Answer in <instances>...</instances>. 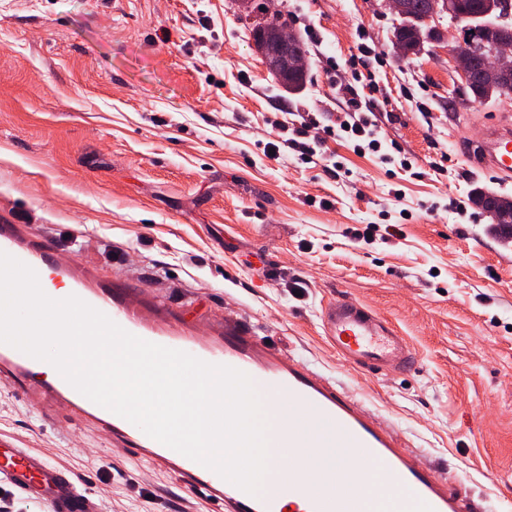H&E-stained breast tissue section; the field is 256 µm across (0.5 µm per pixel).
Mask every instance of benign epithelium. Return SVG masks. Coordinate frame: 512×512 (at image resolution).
I'll return each mask as SVG.
<instances>
[{
  "label": "benign epithelium",
  "instance_id": "7a95c632",
  "mask_svg": "<svg viewBox=\"0 0 512 512\" xmlns=\"http://www.w3.org/2000/svg\"><path fill=\"white\" fill-rule=\"evenodd\" d=\"M443 13L453 15L458 19L449 0H433L430 11L423 17V25L414 29L416 47L412 51L405 48L404 41L399 36L393 37V52L399 58L414 59L425 53L424 44L431 41L435 29L432 23ZM259 22L263 25L273 24L272 37L261 34L253 42V48L262 59L264 67L276 81L283 87L288 86V76L292 73L306 69L305 53L295 49L298 35L273 11L262 13ZM455 72L460 78L457 88L460 90H474L476 65L497 76L512 77V39L501 35L495 30L483 40L476 42L472 39H463L453 49L450 55Z\"/></svg>",
  "mask_w": 512,
  "mask_h": 512
}]
</instances>
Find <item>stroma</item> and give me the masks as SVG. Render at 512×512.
<instances>
[{
  "mask_svg": "<svg viewBox=\"0 0 512 512\" xmlns=\"http://www.w3.org/2000/svg\"><path fill=\"white\" fill-rule=\"evenodd\" d=\"M302 38L309 78L282 91L231 0H0V225L55 244L54 262L139 290L179 327L225 317L335 381L484 512H512V236L471 202L512 181L465 157L512 101L454 93L434 57L397 60L385 0H257ZM380 61L358 64L360 47ZM378 90H371L370 80ZM378 149L324 136L352 97ZM323 137L306 162L281 113ZM79 247H72V239ZM361 302L414 349V368L348 364L323 307ZM0 435L45 453L114 512H217L96 426L42 417L0 389Z\"/></svg>",
  "mask_w": 512,
  "mask_h": 512,
  "instance_id": "1",
  "label": "stroma"
}]
</instances>
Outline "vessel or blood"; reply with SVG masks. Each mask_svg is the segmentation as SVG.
<instances>
[{"instance_id": "1", "label": "vessel or blood", "mask_w": 512, "mask_h": 512, "mask_svg": "<svg viewBox=\"0 0 512 512\" xmlns=\"http://www.w3.org/2000/svg\"><path fill=\"white\" fill-rule=\"evenodd\" d=\"M472 159L479 170L511 176L512 125H491L485 140L473 145ZM0 251L33 268L38 277L50 272L61 277L72 295L125 331L207 363L238 369L261 385L276 416L288 423L277 439L280 451L274 464L303 475L308 486L303 512H476V504L455 482L435 475L431 466L406 451L386 420L295 356L266 346L240 323L225 321L218 335L177 332L164 327L160 313L126 290L96 288L79 275L54 267L51 248L32 246L0 228ZM321 328L349 364L407 367L416 360L403 336L356 301L340 298L329 303ZM39 365L38 359L0 343V384L9 385L21 401L44 416L62 409L106 429L139 457L158 462L188 487L204 490L221 512H285V496L297 492L291 481L249 495L95 404L63 377L39 378ZM0 483L39 504L43 512H95L92 500L64 468L10 442L0 441Z\"/></svg>"}]
</instances>
